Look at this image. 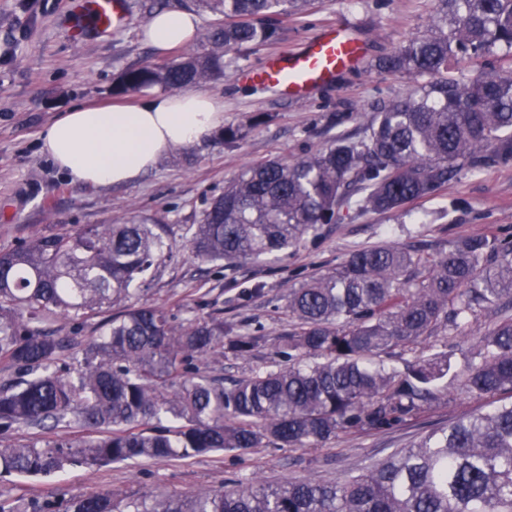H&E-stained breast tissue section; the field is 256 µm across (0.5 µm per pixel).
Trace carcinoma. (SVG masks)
Listing matches in <instances>:
<instances>
[{"label": "carcinoma", "instance_id": "obj_1", "mask_svg": "<svg viewBox=\"0 0 512 512\" xmlns=\"http://www.w3.org/2000/svg\"><path fill=\"white\" fill-rule=\"evenodd\" d=\"M218 16L199 47L121 73L116 88L178 91L224 77L226 56L278 39L314 0H193ZM432 34L386 66L425 82L375 109L364 136L292 163H257L211 198L188 253L234 269L297 247L343 209L390 212L432 194L463 167L512 157V0H438ZM501 51V74L456 75L466 56ZM156 225L59 226L0 250V474L48 476L80 463L187 459L269 446L305 447L339 433L383 432L438 399L448 352L401 366L385 358L512 298V242L467 238L438 259L389 244L353 251L288 288L292 327L274 342L217 311L180 321L130 305L167 244ZM93 322L82 358L49 324ZM272 347L251 375L224 382L228 354ZM463 391L512 393V316L471 354ZM21 429L68 433L44 441ZM0 512H512V402L463 416L357 475L276 485L251 478L222 490L123 500L0 498Z\"/></svg>", "mask_w": 512, "mask_h": 512}]
</instances>
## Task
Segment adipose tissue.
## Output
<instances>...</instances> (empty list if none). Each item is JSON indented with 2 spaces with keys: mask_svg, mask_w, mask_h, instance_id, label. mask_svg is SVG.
<instances>
[{
  "mask_svg": "<svg viewBox=\"0 0 512 512\" xmlns=\"http://www.w3.org/2000/svg\"><path fill=\"white\" fill-rule=\"evenodd\" d=\"M198 19L185 9L156 12L146 37L159 52L190 44ZM224 123L223 99L194 92L151 90L138 105L75 107L52 123L41 151L73 183L122 185L155 167L177 148L190 147Z\"/></svg>",
  "mask_w": 512,
  "mask_h": 512,
  "instance_id": "adipose-tissue-1",
  "label": "adipose tissue"
}]
</instances>
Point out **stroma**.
I'll return each mask as SVG.
<instances>
[{
    "mask_svg": "<svg viewBox=\"0 0 512 512\" xmlns=\"http://www.w3.org/2000/svg\"><path fill=\"white\" fill-rule=\"evenodd\" d=\"M178 7V0H126L127 22L100 38L88 32L71 39L74 0H0V249L12 247L24 228L121 223L136 213L162 225L172 253L154 266L134 300L164 307L178 318L223 311L225 320L277 336L291 325L285 308L290 286L342 262L370 245L422 246L438 255L460 239L491 234L512 240V159L479 171L459 169L445 187L388 213L350 212L321 227L293 250L225 270L193 259L185 240L204 202L252 164L296 160L342 137L359 138L375 105L404 98L413 78L387 69L384 61L409 40L432 30L437 0H316L307 12L284 23L278 39L233 59L224 78L204 92L224 100V129L189 147L171 151L136 179L119 186L72 183L41 152L46 127L76 106L138 103L139 94L116 92L126 69L160 62L144 40L151 2ZM345 23L363 41L360 64L337 75L307 98L289 99L245 79L266 57L303 48L327 25ZM235 132L233 141L224 131ZM480 313L466 330L448 329L434 340L453 371L438 402L393 429L342 433L310 447L251 448L189 459L151 460L106 466L76 464L47 478L15 474L0 478L5 496L67 498L112 490L128 497L157 491L193 493L221 489L225 482L257 477L277 483L316 477L334 481L347 472L409 447L430 430L488 407L462 390L463 353L493 326Z\"/></svg>",
    "mask_w": 512,
    "mask_h": 512,
    "instance_id": "1",
    "label": "stroma"
}]
</instances>
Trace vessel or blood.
<instances>
[{
    "label": "vessel or blood",
    "mask_w": 512,
    "mask_h": 512,
    "mask_svg": "<svg viewBox=\"0 0 512 512\" xmlns=\"http://www.w3.org/2000/svg\"><path fill=\"white\" fill-rule=\"evenodd\" d=\"M80 19L71 29L73 39H83V17H91L99 35L108 36L127 19L125 0H80ZM363 57L361 40L345 24L325 29L300 52L267 58L251 69V80L268 84L286 97H304L331 83L338 72L356 66Z\"/></svg>",
    "instance_id": "vessel-or-blood-1"
}]
</instances>
